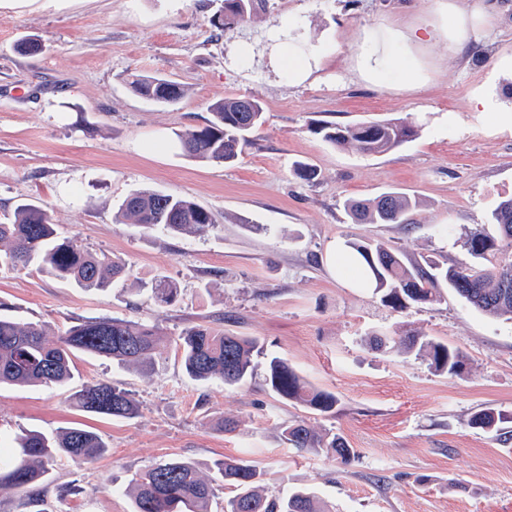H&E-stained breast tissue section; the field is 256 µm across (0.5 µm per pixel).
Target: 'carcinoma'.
Masks as SVG:
<instances>
[{
    "mask_svg": "<svg viewBox=\"0 0 512 512\" xmlns=\"http://www.w3.org/2000/svg\"><path fill=\"white\" fill-rule=\"evenodd\" d=\"M267 2L224 0V7L209 24L222 33L233 31ZM128 84L136 95L157 104L174 105L186 94L181 84L156 76L134 75ZM210 111L212 120L206 126L177 134L181 149L191 158L231 166L263 124V108L254 98L227 97L211 104ZM314 132L333 145L362 153L389 152L418 134L413 125L400 120L343 127L321 124ZM418 206L415 196L388 191L374 200H349L346 210L356 224H412ZM120 215L144 230L162 229L172 235L205 234L215 226L213 214L193 201L148 190L127 196ZM491 223L497 226V235L475 231L465 240L464 248L473 262L462 266L432 259L412 262L381 243L349 242L346 247L364 266L380 301L395 310L438 303L446 285L484 315L512 319V198L501 201L491 212ZM30 263L87 290L103 291L127 276L122 260L88 250L75 236L61 235L46 209L24 203L16 208L11 223H0V269ZM153 293L157 301L171 304L178 288L161 279ZM162 343L159 327L113 317L81 322L51 342L41 325L0 315V385L71 383L76 378L74 358L78 353L147 371ZM390 343L400 353L416 352L439 371L455 374L463 365L458 351L412 332ZM175 344L186 374L196 381L242 384L252 377L255 358L262 357L266 360L265 382L272 392L321 415L336 414L335 394L310 385L286 360L266 354L254 338L197 324L184 328ZM73 405L87 414L122 420H132L140 411L138 400L127 389L108 381L81 386L73 394ZM503 420L502 413L483 409L471 416L470 426L494 431L508 443L512 434L502 432ZM282 436L300 452L323 453L343 465L356 457L343 437L331 431L318 432L303 420L284 424ZM107 452L108 444L88 427L64 428L52 434L25 431L0 448V488L23 491L30 503H38L49 484L50 462L65 457L88 463ZM215 467L224 486L233 492L224 500V512H326L311 492L267 493L261 486L263 473L247 459L226 457ZM131 486L132 512H211L215 498L212 480L181 459L145 469L133 477Z\"/></svg>",
    "mask_w": 512,
    "mask_h": 512,
    "instance_id": "obj_1",
    "label": "carcinoma"
}]
</instances>
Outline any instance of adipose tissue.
Returning a JSON list of instances; mask_svg holds the SVG:
<instances>
[{
  "mask_svg": "<svg viewBox=\"0 0 512 512\" xmlns=\"http://www.w3.org/2000/svg\"><path fill=\"white\" fill-rule=\"evenodd\" d=\"M440 33L443 32L433 26L407 32L384 30L370 34L357 55L359 72L377 83L392 76L401 86L412 87L418 79L417 72L404 56L393 52V43L428 42L439 37Z\"/></svg>",
  "mask_w": 512,
  "mask_h": 512,
  "instance_id": "adipose-tissue-1",
  "label": "adipose tissue"
}]
</instances>
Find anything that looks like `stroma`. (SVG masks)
I'll return each instance as SVG.
<instances>
[{"instance_id": "1", "label": "stroma", "mask_w": 512, "mask_h": 512, "mask_svg": "<svg viewBox=\"0 0 512 512\" xmlns=\"http://www.w3.org/2000/svg\"><path fill=\"white\" fill-rule=\"evenodd\" d=\"M476 17L462 52L448 42L412 45L419 71L412 89L365 81L356 53L371 29L436 23L443 2ZM222 0H0V222L18 204L46 208L59 232L121 258L128 276L85 290L36 266L0 271V313L44 326L49 339L99 318L156 325L176 338L189 324L257 338L314 386L339 399L325 417L282 400L265 369L237 386L197 382L174 347L149 374L106 358L78 356L82 382L122 385L140 403L132 420L77 411L72 387H0V438L23 429L52 432L88 425L108 444L93 463L57 460L42 502L0 489V512H131L133 476L163 460L193 463L216 478L215 464L243 457L269 491L304 489L325 512H512V445L469 424L494 408L512 429V320L479 313L454 290L441 302L396 311L372 289L330 271L332 245L382 242L403 255L470 263V233H495L494 205L512 197V132L471 111L483 93L512 105V0H268L226 34L209 24ZM320 47L304 82L277 69L282 43ZM38 40L39 53L17 52ZM162 76L187 91L165 107L134 94L131 73ZM258 99L264 123L238 161L224 166L184 156L178 132L208 124L212 103ZM404 119L417 136L383 154H361L313 133L320 123ZM318 171L307 182L293 173ZM192 200L211 211L203 235H171L119 222L138 190ZM386 191L416 195L412 224H356L346 201ZM160 279L179 289L158 302ZM462 353L461 374L373 345L402 329ZM237 421L235 432L220 428ZM304 420L341 435L357 457L344 466L300 453L281 426Z\"/></svg>"}]
</instances>
